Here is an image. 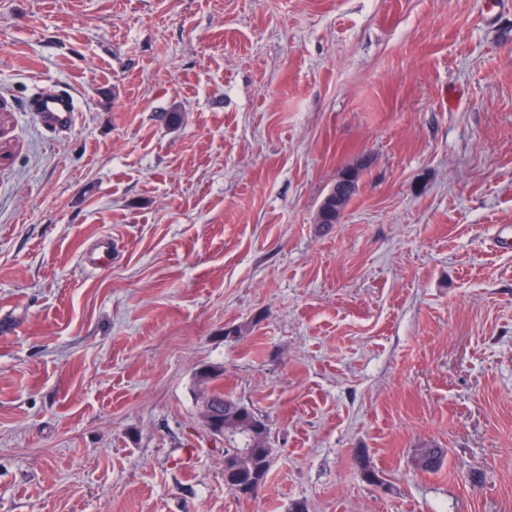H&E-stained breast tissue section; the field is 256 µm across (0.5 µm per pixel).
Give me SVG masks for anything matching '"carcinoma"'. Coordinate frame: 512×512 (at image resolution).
Here are the masks:
<instances>
[{
	"label": "carcinoma",
	"mask_w": 512,
	"mask_h": 512,
	"mask_svg": "<svg viewBox=\"0 0 512 512\" xmlns=\"http://www.w3.org/2000/svg\"><path fill=\"white\" fill-rule=\"evenodd\" d=\"M367 168L368 161L362 158L355 165L341 171L327 192V200L321 201L315 223L327 228L336 223V198H342L343 204L349 205L357 191L360 176ZM196 379L203 388L199 416L204 419L205 427L215 423L224 429V456L231 457L241 451L250 455V463L245 472L224 469V486L239 497L253 498L254 488L265 482L273 453L267 425L250 407L219 385V381L224 379L223 368L204 366L196 372ZM418 454L424 457L420 469L428 471L444 460L446 450L427 443L418 449Z\"/></svg>",
	"instance_id": "carcinoma-1"
}]
</instances>
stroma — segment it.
Masks as SVG:
<instances>
[{
    "mask_svg": "<svg viewBox=\"0 0 512 512\" xmlns=\"http://www.w3.org/2000/svg\"><path fill=\"white\" fill-rule=\"evenodd\" d=\"M506 235L512 0H0V512H512ZM31 109L38 112L42 124L51 130L72 127L78 111L77 101L65 87L43 88L31 101ZM367 168L368 161L363 157L355 165L341 171L336 182L328 190L317 209L316 224H321L327 228L336 224V197H341L344 206L347 207L357 191L361 174ZM346 175H349L350 179H345ZM326 197L327 200L324 201ZM85 263L91 269H101L112 263V241L103 238L96 247L84 257ZM195 375L203 388L199 416L207 430L213 424L224 428V434L216 432V436L224 438V457L241 451L250 455L245 472L224 468V486L239 497L255 498L254 488L264 484L273 453L267 425L250 407L231 393L224 392V386L219 385V381L224 379L223 368L204 366Z\"/></svg>",
    "mask_w": 512,
    "mask_h": 512,
    "instance_id": "35a3bbf8",
    "label": "stroma"
}]
</instances>
